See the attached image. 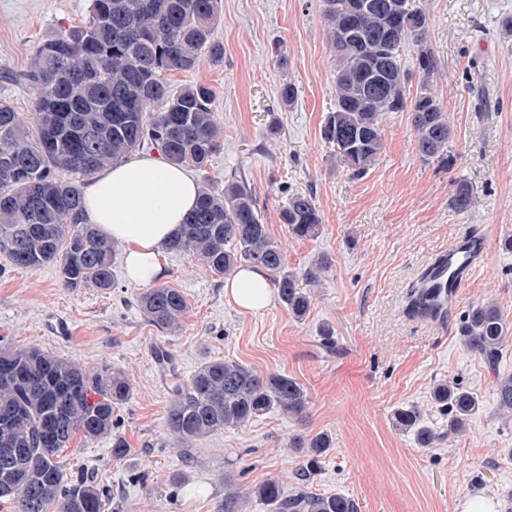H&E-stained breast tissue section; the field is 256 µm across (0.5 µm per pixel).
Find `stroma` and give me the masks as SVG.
<instances>
[{
	"label": "stroma",
	"instance_id": "35a3bbf8",
	"mask_svg": "<svg viewBox=\"0 0 512 512\" xmlns=\"http://www.w3.org/2000/svg\"><path fill=\"white\" fill-rule=\"evenodd\" d=\"M430 16L428 43L438 63L434 86L454 129L455 166L443 170L415 149L409 113L382 120L384 149L365 176L352 177L321 134L336 108V57L325 34L321 0H219L212 37L223 58L202 60L169 76L172 88L209 86L223 134L196 182L223 189L250 186L260 216L281 242L290 270L305 273L319 258L330 266L308 284V314L296 319L279 299L246 311L224 297L223 277L188 253H166L161 284L181 290L190 308L180 329L163 331L135 305L139 285L115 259L110 292L62 286L55 266L30 270L0 254V338L35 346L95 370L124 371L134 395L116 408L115 432L128 444L125 459L112 442L74 438L59 456L65 477L91 474L108 489L102 512H215L224 473L242 492L267 479L294 486L305 460L289 447L298 434H327L330 446L310 484L342 493L359 512H465L477 498L504 512L512 490V419L497 411L493 375L458 334L408 317L404 300L432 258L466 230L491 229L490 250L463 292L460 310L491 300L512 326V0H419ZM90 0H0V99L16 111L32 108L27 79L40 44L81 24ZM283 44L286 62L272 54ZM295 85L292 106L280 98ZM476 189V204L454 210L456 180ZM296 192L311 194L322 217L317 238L295 240L280 210ZM70 332L59 335L58 324ZM333 345H324L323 332ZM166 347L181 378L206 360H233L258 373L284 372L308 391L305 420L271 413L243 429H226L179 444L165 427L167 372L153 350ZM439 380L455 382L482 403L463 433L430 399ZM419 406L442 436L417 447L399 430L398 408Z\"/></svg>",
	"mask_w": 512,
	"mask_h": 512
}]
</instances>
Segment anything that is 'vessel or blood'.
<instances>
[{
	"label": "vessel or blood",
	"mask_w": 512,
	"mask_h": 512,
	"mask_svg": "<svg viewBox=\"0 0 512 512\" xmlns=\"http://www.w3.org/2000/svg\"><path fill=\"white\" fill-rule=\"evenodd\" d=\"M489 238L483 231L461 233L447 250L440 252L437 275L448 288L447 298L440 301L432 322L439 328L452 326L455 311L464 289L468 286L475 269L486 259Z\"/></svg>",
	"instance_id": "vessel-or-blood-1"
}]
</instances>
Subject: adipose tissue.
<instances>
[{
    "mask_svg": "<svg viewBox=\"0 0 512 512\" xmlns=\"http://www.w3.org/2000/svg\"><path fill=\"white\" fill-rule=\"evenodd\" d=\"M83 221L123 248L129 280L151 284L163 275V244L194 208L197 183L190 171L145 155L114 165L84 186ZM224 296L249 311L270 301L265 274L243 268L224 283Z\"/></svg>",
    "mask_w": 512,
    "mask_h": 512,
    "instance_id": "1",
    "label": "adipose tissue"
}]
</instances>
